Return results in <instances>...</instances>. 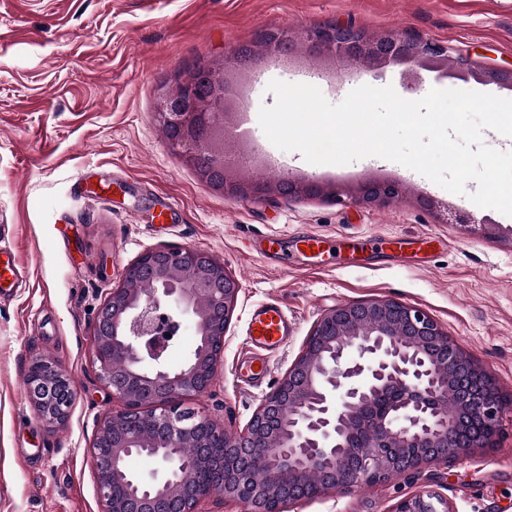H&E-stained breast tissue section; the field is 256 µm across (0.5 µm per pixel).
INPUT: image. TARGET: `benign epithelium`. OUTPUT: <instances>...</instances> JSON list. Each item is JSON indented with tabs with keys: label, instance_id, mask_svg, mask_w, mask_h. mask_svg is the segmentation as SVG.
Returning <instances> with one entry per match:
<instances>
[{
	"label": "benign epithelium",
	"instance_id": "7a95c632",
	"mask_svg": "<svg viewBox=\"0 0 512 512\" xmlns=\"http://www.w3.org/2000/svg\"><path fill=\"white\" fill-rule=\"evenodd\" d=\"M258 38L268 40L271 58L291 59L288 33L264 30ZM297 38L308 54L355 73L397 66L410 90L420 88L425 72L512 88V67L480 66L461 56L450 72L448 50L428 39H375L351 23L331 21ZM248 68L236 50L225 54L224 97L211 112L190 111L200 88L191 74L179 76L184 99L159 95L155 115L177 128L172 145L182 153L199 149L207 163L224 165L226 193L255 202L267 188L232 180L224 136L225 117L238 107L232 87ZM281 185L288 194L320 192L314 182L286 178ZM398 193L394 182H372L352 199L389 202ZM137 275L150 278L152 288L126 287ZM238 291L210 253L161 247L129 264L122 286L99 307L90 325L98 376L123 402V409L97 421L90 448L102 512H200L198 505L213 494L239 503L242 512H283L286 504L386 482L493 444L504 412L496 383L425 311L393 300L325 312L242 429L231 431L188 406L214 380ZM186 321L196 347L171 368L167 354ZM27 385L46 425L68 419L74 391L53 360L33 358ZM134 455L158 460L164 475L147 480L130 473ZM394 512L452 510L423 491Z\"/></svg>",
	"mask_w": 512,
	"mask_h": 512
}]
</instances>
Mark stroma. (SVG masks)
<instances>
[{"label":"stroma","mask_w":512,"mask_h":512,"mask_svg":"<svg viewBox=\"0 0 512 512\" xmlns=\"http://www.w3.org/2000/svg\"><path fill=\"white\" fill-rule=\"evenodd\" d=\"M323 21L350 22L377 38L422 37L481 64L512 66V0H0V246L24 272L21 286L0 296V512H102L89 449L99 417L121 404L97 376L90 324L126 266L154 248L206 251L239 284L214 383L191 401L224 425L244 427L320 317L350 302L394 300L424 310L512 395V217L474 204L473 181L458 195L380 157L309 163L275 147L258 120L260 107L275 102L267 90L274 79L316 86L332 103L363 85L392 86L407 100L450 86L505 99L511 90L429 74L413 92L395 67L330 79L299 44L286 67L257 54L242 80L252 160L236 176L273 185L282 175L308 179L318 195L274 191L263 202L240 200L171 149L155 110L176 74L202 59L223 61L226 50L254 42L260 31L297 32ZM268 157L278 173L265 169ZM81 173L89 181L78 197L73 183ZM384 179L402 186L395 202L348 201L350 192ZM454 208L469 211L474 225L448 223ZM300 231L355 240L428 235L429 263L366 251L311 270L250 250ZM271 298L294 331L266 353L268 377L252 388L236 365L252 352L250 312ZM36 355L54 359L72 381L64 425L46 426L28 401ZM424 490L453 512H512V406L493 450L285 512H394Z\"/></svg>","instance_id":"35a3bbf8"}]
</instances>
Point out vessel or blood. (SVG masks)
Returning <instances> with one entry per match:
<instances>
[{
    "label": "vessel or blood",
    "instance_id": "1",
    "mask_svg": "<svg viewBox=\"0 0 512 512\" xmlns=\"http://www.w3.org/2000/svg\"><path fill=\"white\" fill-rule=\"evenodd\" d=\"M355 246L363 250L380 248L391 251L403 248L404 241L395 236H382L355 245L346 240L333 241L319 234L305 232L287 238L269 239L261 253L272 261L285 253L294 262L304 264L319 258L342 259L344 252ZM21 275L22 271L11 252L0 248V295L8 293L10 286L16 285ZM292 332L293 325L277 301L269 300L253 309L248 323V337L252 347L257 350L280 347ZM238 374L244 383L255 385L263 382L268 368L263 358L254 355L241 360Z\"/></svg>",
    "mask_w": 512,
    "mask_h": 512
}]
</instances>
